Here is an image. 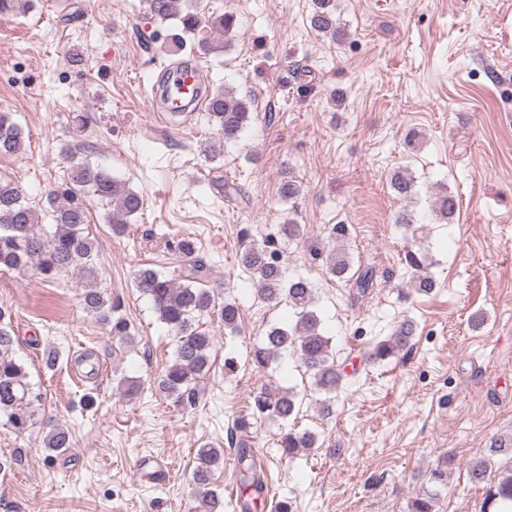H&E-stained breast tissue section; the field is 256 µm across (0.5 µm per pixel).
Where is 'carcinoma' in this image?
Segmentation results:
<instances>
[{
    "mask_svg": "<svg viewBox=\"0 0 512 512\" xmlns=\"http://www.w3.org/2000/svg\"><path fill=\"white\" fill-rule=\"evenodd\" d=\"M151 14L162 22L178 21L165 38L166 50L194 55L224 52V42L219 37L227 35L237 25V16L225 12L203 16L189 5V0H147ZM311 28L319 35L333 41H342L347 31L336 18L334 0H312L309 16ZM207 24L218 34L213 39H198L196 32ZM207 124L214 131L215 141L209 146L211 158L223 153L224 144L238 140L249 119V103L230 90L217 86L210 90ZM24 149V138L8 112H0V157L17 155ZM395 194L404 200L413 198L416 180L409 169L399 167L390 178ZM90 194L107 202L112 210L106 215L112 230L124 232L131 217L143 210L144 199L125 183L99 165L77 163L70 172V186L50 191L39 206L26 202L23 190L12 179L0 177V268L21 269L29 263L36 265L45 279H54L64 272L78 271L87 280L94 281L95 240L85 234L88 208L83 195ZM433 210L440 220H454L458 202L446 190L435 194ZM50 220V230L36 231L41 219ZM180 257L188 261L182 281L176 282L153 268L138 269L134 276L137 290L150 298L159 320L178 338L174 360L158 382V389L174 403H181L196 380L209 368L212 336L195 322L197 317L215 316L224 329L236 332L240 310L235 302L224 299L214 289L204 286L207 265L196 255L192 239L181 238L174 245ZM329 272L338 278H348L357 295L365 296L374 287L375 270L364 265L352 270L346 252L333 250L325 257ZM409 262L416 275L409 285L416 293L429 294L435 280L425 271L423 262L409 255ZM240 263L250 278L256 282L259 296L268 303L288 304L297 314L293 326L271 328L264 338L253 346L251 363L264 371L278 356L295 353L312 378L317 390L330 394L342 382L343 371L332 353L331 339L320 329V320L310 310L312 288L303 279L288 280L282 266L270 260L267 246L252 245L240 256ZM85 309L97 318L112 338L122 344L132 342L134 336L127 321L118 315L119 305L105 296L97 287L85 289ZM8 310L0 307V416L5 426L21 434L31 424V387L27 372L12 355L16 337L8 329ZM414 333L410 320L402 321L389 339L378 342L369 353V362L378 363L392 357L402 349ZM297 394L291 389L264 387L253 396V412L275 420L286 421L296 411ZM45 448L50 453H60L71 446L67 428L58 424L46 435ZM316 445L314 433L290 429L280 438V447L290 457ZM240 489L252 490L257 495L266 486L251 461V449L240 444L236 448ZM512 457V443L496 440L486 449V455L468 464L467 476L474 484H485L491 478V459ZM224 467V449L206 446L198 450L193 469L195 512H223L224 499L212 489L214 475ZM436 493L426 490L417 494L410 505V512H435ZM512 506V470L504 469L497 483L487 490L485 506Z\"/></svg>",
    "mask_w": 512,
    "mask_h": 512,
    "instance_id": "obj_1",
    "label": "carcinoma"
}]
</instances>
